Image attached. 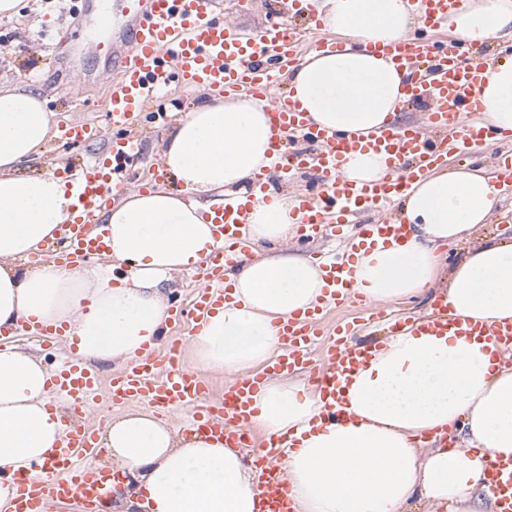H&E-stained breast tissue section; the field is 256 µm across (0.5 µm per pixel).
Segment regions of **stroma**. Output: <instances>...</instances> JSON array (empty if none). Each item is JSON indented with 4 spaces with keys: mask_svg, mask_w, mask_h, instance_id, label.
<instances>
[{
    "mask_svg": "<svg viewBox=\"0 0 512 512\" xmlns=\"http://www.w3.org/2000/svg\"><path fill=\"white\" fill-rule=\"evenodd\" d=\"M20 15L0 17V83L42 88L46 108L55 122L102 119V91L112 67L99 47L125 22L120 0H24ZM295 0H248L237 6L224 0L225 26L256 33L293 17ZM199 102L170 91L151 102L142 124L147 129L140 157L126 172L130 187L149 180L160 164L161 145L179 116ZM102 139L78 144L49 140L42 157L22 165L21 174L34 176L72 162L98 157Z\"/></svg>",
    "mask_w": 512,
    "mask_h": 512,
    "instance_id": "35a3bbf8",
    "label": "stroma"
}]
</instances>
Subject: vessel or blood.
Masks as SVG:
<instances>
[{"label":"vessel or blood","mask_w":512,"mask_h":512,"mask_svg":"<svg viewBox=\"0 0 512 512\" xmlns=\"http://www.w3.org/2000/svg\"><path fill=\"white\" fill-rule=\"evenodd\" d=\"M216 2L125 0L127 23L101 49L112 66L113 78L105 89L112 126L134 125L156 90L172 75L186 93H240L266 102L271 115L272 169L254 174L251 201L228 199L206 213L207 223L214 228L215 244L203 262L205 282L191 309L170 311L174 318H189L198 329L205 317L224 302L225 270L242 264L250 253L248 211L252 201L269 200L272 180H288L303 169L317 173V192L304 195L294 207L296 232L300 240L311 241L325 231L343 230L357 212L384 210L431 167L446 161L448 152L465 154L478 145L512 141V132L499 133L475 121H460L462 115L478 109V90L489 64L485 45H464L453 39L440 43L425 36L426 31L447 24L449 12L458 7L460 0H411L422 15L423 30L386 46L384 52L401 67L415 61L429 65V78L413 80L405 89L409 102L428 104L427 119L420 127H388L366 141L338 137L318 128L289 98L272 93L274 77L261 66L263 58L274 54L283 57L287 65H297L296 50L308 33L315 35L318 50L344 52L343 42L320 37L322 24L316 14H308L303 29L285 22L249 36L225 27L215 18ZM298 135L313 143V150L294 147L293 139ZM136 150L134 140H111L102 157L83 164L79 171L61 169V177L74 191L76 204L73 220L62 227L67 247L58 253L57 266H76L104 250L105 244L101 236L93 235L92 226L101 207L125 190L121 173L134 159ZM358 151L385 157L387 170L378 181H342V165ZM407 232L403 219L394 217L359 225L356 236L359 247L369 252L405 238ZM317 261L324 272V303L278 321L283 348L269 371L287 374L311 367L314 346L320 337H328L323 363L311 367L312 384L322 401L316 421L327 425L344 421L343 384L363 365L370 352L368 347L351 342L348 324L330 328L324 324L329 309L356 302L358 298L352 289L348 259L343 255H321ZM424 327L432 333L454 332L512 350V322L479 324L454 317L441 299L436 300ZM180 353V342H172L163 357L148 354L133 360L106 386L77 354H69L53 383L70 405L63 443L53 450L51 458L31 463L12 475L17 487L12 512H39L48 498L76 500L83 512H97L110 489L109 477L90 464L100 449L95 431L85 427L81 417L97 405L103 393L115 406L136 401L162 411L174 407L191 409L192 428L223 438L227 447L253 449L258 512H295L280 467L285 457L284 439L272 437L259 443L249 428L252 396L266 373L236 380L223 398L213 403L208 399L205 378L181 368ZM483 480L496 495L499 512H512V459H488Z\"/></svg>","instance_id":"vessel-or-blood-1"}]
</instances>
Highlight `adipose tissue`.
Wrapping results in <instances>:
<instances>
[{
	"mask_svg": "<svg viewBox=\"0 0 512 512\" xmlns=\"http://www.w3.org/2000/svg\"><path fill=\"white\" fill-rule=\"evenodd\" d=\"M316 7L325 30L352 45L307 56L288 76L289 97L331 133L367 137L394 124L408 73L364 45L404 40L419 14L407 0H318ZM448 23L462 41L499 38L512 31V0H462ZM478 101L481 123L512 130V62L489 65ZM52 127L39 89L0 85V328L62 325L82 358L125 364L157 349L174 275L197 268L213 246L202 204L185 192L243 194L271 163L270 117L262 103L233 94L183 114L162 160L184 192L129 191L100 214L101 256L69 271L29 265L72 211L60 178L19 173L42 155ZM498 196L482 169L436 167L403 196L407 237L356 253L354 291L384 305L439 287L451 315L512 321V243L481 242L448 270L438 253L478 232ZM292 207L284 194L253 204L252 255L227 271L230 301L188 343L196 369L232 383L264 368L280 351L276 322L319 304L321 269L288 246ZM51 376L35 352L0 348V512L16 493L12 474L44 461L62 441L63 413L47 408ZM346 396L347 422L320 430L312 424L320 395L302 379L266 378L254 397L252 425L298 445L283 464L298 512H409L417 497L434 512H496L481 475L487 458L512 457V369L486 344L407 326L372 351ZM459 425L464 447L443 448L447 429ZM99 444L129 476L102 512H254V468L223 441L130 410L106 425Z\"/></svg>",
	"mask_w": 512,
	"mask_h": 512,
	"instance_id": "adipose-tissue-1",
	"label": "adipose tissue"
}]
</instances>
